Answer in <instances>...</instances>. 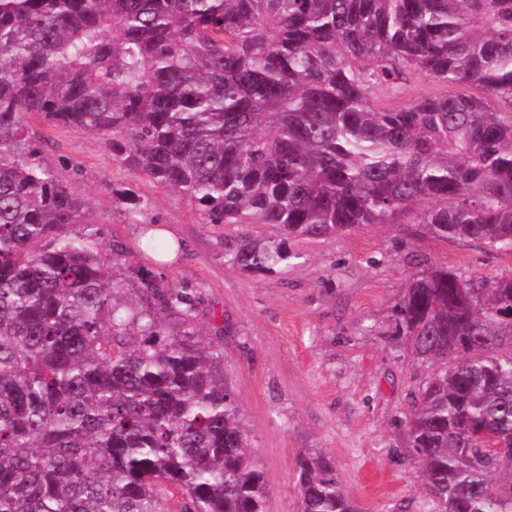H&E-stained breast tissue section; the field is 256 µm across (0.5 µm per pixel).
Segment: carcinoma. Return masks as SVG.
I'll list each match as a JSON object with an SVG mask.
<instances>
[{"label":"carcinoma","instance_id":"cac0c4a2","mask_svg":"<svg viewBox=\"0 0 512 512\" xmlns=\"http://www.w3.org/2000/svg\"><path fill=\"white\" fill-rule=\"evenodd\" d=\"M417 74L439 89L395 101ZM509 104L491 108L490 100ZM107 140L271 274L410 218L512 249V0H0V512H265L198 305L106 239L26 116ZM395 328L437 369L401 421L434 512H512V273L416 271ZM298 512H357L321 456Z\"/></svg>","mask_w":512,"mask_h":512}]
</instances>
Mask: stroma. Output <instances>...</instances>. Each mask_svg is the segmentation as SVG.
<instances>
[{
    "label": "stroma",
    "mask_w": 512,
    "mask_h": 512,
    "mask_svg": "<svg viewBox=\"0 0 512 512\" xmlns=\"http://www.w3.org/2000/svg\"><path fill=\"white\" fill-rule=\"evenodd\" d=\"M42 158L88 203L110 240L142 263L146 228L169 230L182 248L161 267L164 283L199 300L197 327L224 350L253 450L269 488L266 512H296V463L333 464L359 512H433L418 466L395 454L401 420L430 373L396 335L394 306L416 260L469 278L512 273V252L442 240L403 220L326 242L297 239L298 264L244 274L224 262L233 224L204 223L182 195L116 164L105 140L32 116ZM137 197V211L112 193Z\"/></svg>",
    "instance_id": "35a3bbf8"
}]
</instances>
